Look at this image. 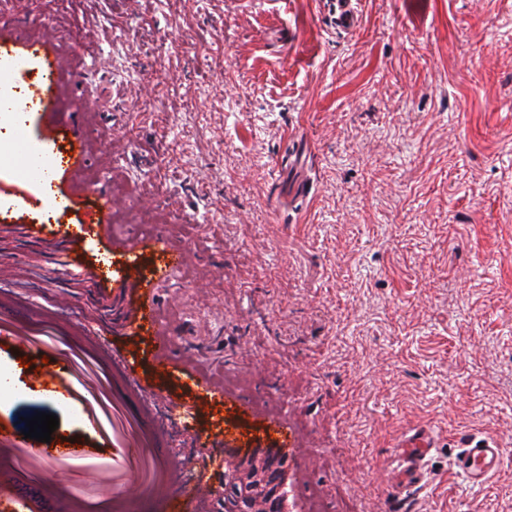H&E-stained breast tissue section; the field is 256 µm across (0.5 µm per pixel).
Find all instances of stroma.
Segmentation results:
<instances>
[{
    "mask_svg": "<svg viewBox=\"0 0 512 512\" xmlns=\"http://www.w3.org/2000/svg\"><path fill=\"white\" fill-rule=\"evenodd\" d=\"M14 2L0 0V43L52 31L73 69L30 142L56 156L49 114L61 136L75 114L94 130L91 167L58 182L71 211L10 263L23 282L36 264L99 281L62 320L36 293L0 306V359L26 385L64 365L101 398L90 425L60 415L54 439L101 463L114 426L149 428L112 383L105 351L123 344L176 410L172 447L222 433L274 448L280 424L303 443L296 492L321 512H512V459L480 489L454 465L466 436L512 447V0H362L356 34L332 25L331 0H26L25 18ZM101 190L136 242L105 269L106 239L84 227ZM162 235L195 281L156 266ZM130 263L165 299L172 359L223 392L184 390L154 337L113 316L97 347L65 337ZM416 429L439 446L401 509L386 487Z\"/></svg>",
    "mask_w": 512,
    "mask_h": 512,
    "instance_id": "stroma-1",
    "label": "stroma"
}]
</instances>
